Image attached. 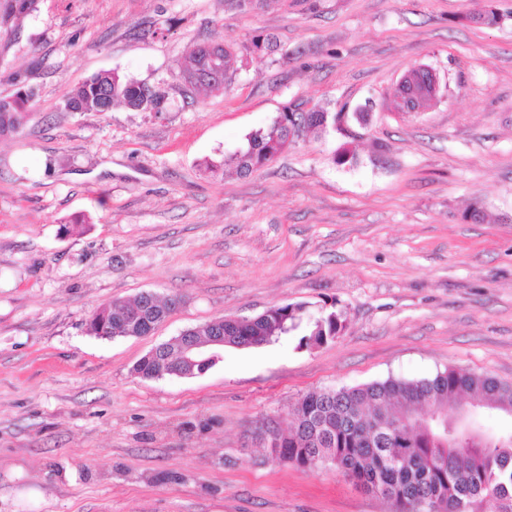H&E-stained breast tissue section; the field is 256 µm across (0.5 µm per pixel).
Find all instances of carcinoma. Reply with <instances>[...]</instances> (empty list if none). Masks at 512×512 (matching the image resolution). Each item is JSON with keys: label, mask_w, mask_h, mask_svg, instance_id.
Masks as SVG:
<instances>
[{"label": "carcinoma", "mask_w": 512, "mask_h": 512, "mask_svg": "<svg viewBox=\"0 0 512 512\" xmlns=\"http://www.w3.org/2000/svg\"><path fill=\"white\" fill-rule=\"evenodd\" d=\"M504 18L486 0L480 16L468 21L493 27ZM270 34L252 36V53H273ZM239 51L216 44L189 52L188 77L213 90L231 82ZM435 94L416 77L395 88L390 105L414 112ZM165 96L117 72L100 73L76 86L68 99L75 112H108L121 103L142 112L164 110ZM27 91L0 99V137L24 125ZM336 115L320 110H284L268 126L246 137L230 155L242 174L264 166L303 132L326 128ZM172 313V299L143 292L133 301L113 299L89 318L94 336L149 335ZM342 313L331 304L314 315L304 304H284L253 318H225L192 328L149 352L135 368L148 378L165 374L186 342L204 345L213 336L225 345L257 347L284 336L299 337L298 347H316L343 328ZM467 398L461 403V398ZM276 458L300 468L329 464L366 493L381 497L393 512H512V383L449 368L432 377H388L354 387L312 391L290 412Z\"/></svg>", "instance_id": "cac0c4a2"}]
</instances>
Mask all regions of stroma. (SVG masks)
Masks as SVG:
<instances>
[{"instance_id": "obj_1", "label": "stroma", "mask_w": 512, "mask_h": 512, "mask_svg": "<svg viewBox=\"0 0 512 512\" xmlns=\"http://www.w3.org/2000/svg\"><path fill=\"white\" fill-rule=\"evenodd\" d=\"M479 5L0 0V97L32 94L0 137V512H391L336 469L272 460L266 437L316 390L449 368L512 382V0L496 27L467 21ZM258 32L275 53L244 51ZM212 42L243 51L231 83L186 89ZM421 64L437 98L388 109ZM106 71L165 91V111L68 110ZM286 105L338 119L249 174L225 165ZM145 291L182 299L152 335L86 333ZM287 303L335 304L346 327L134 372L185 329Z\"/></svg>"}]
</instances>
